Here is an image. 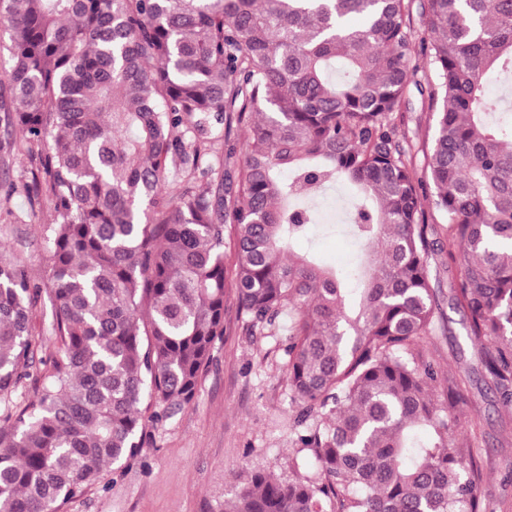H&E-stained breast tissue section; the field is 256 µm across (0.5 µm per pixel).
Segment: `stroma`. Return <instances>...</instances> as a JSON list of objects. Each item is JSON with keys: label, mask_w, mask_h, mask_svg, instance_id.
I'll return each instance as SVG.
<instances>
[{"label": "stroma", "mask_w": 512, "mask_h": 512, "mask_svg": "<svg viewBox=\"0 0 512 512\" xmlns=\"http://www.w3.org/2000/svg\"><path fill=\"white\" fill-rule=\"evenodd\" d=\"M391 120L411 148L417 177L426 179L435 109L414 90L407 110L393 113ZM34 169L19 134L0 120V252L44 281L54 212L46 200L29 205L25 186ZM348 198L343 186L328 190L323 211L336 231L314 228L296 243V252L316 251L329 267L356 258L361 247L342 229ZM225 306L224 337L215 345L194 401L163 422L146 423L138 454L121 468L105 467L100 484L67 504L65 512H221L251 472L280 481L295 477L305 453L295 446L301 407L288 385V333L279 322L253 326L234 295H227ZM434 319L435 335L416 348L438 374L434 399L445 406L449 382H461L465 401L456 443L481 472L480 512H512V409L499 403L481 367L486 343L468 336L462 312L448 304L447 288L436 291ZM32 335L39 347L30 376L10 398L16 412L33 397L56 352L48 305L35 309Z\"/></svg>", "instance_id": "35a3bbf8"}]
</instances>
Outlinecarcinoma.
<instances>
[{
    "label": "carcinoma",
    "instance_id": "cac0c4a2",
    "mask_svg": "<svg viewBox=\"0 0 512 512\" xmlns=\"http://www.w3.org/2000/svg\"><path fill=\"white\" fill-rule=\"evenodd\" d=\"M0 23V112L36 159L30 204L55 210L45 285L0 254V402L33 362L44 294L58 341L0 425V512H63L137 454L146 421L190 404L229 291L255 325L288 316L317 473L253 472L224 512H479L481 473L455 444L465 397L450 384L437 407L413 349L435 329L429 260L444 253L448 299L512 405V0H0ZM417 44L436 72L416 89L438 108L443 241L390 124ZM222 124L244 129L228 183ZM339 182L362 246L349 271L292 251Z\"/></svg>",
    "mask_w": 512,
    "mask_h": 512
}]
</instances>
